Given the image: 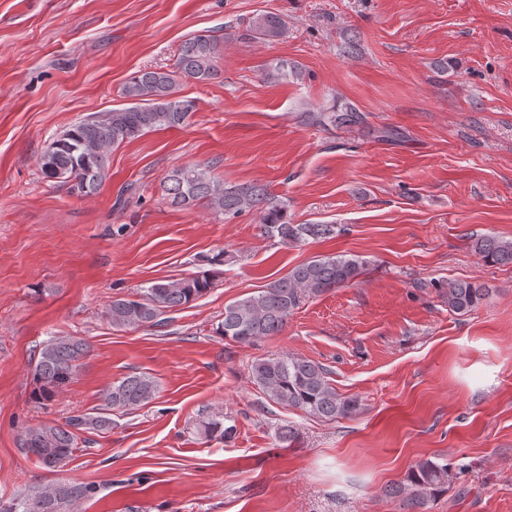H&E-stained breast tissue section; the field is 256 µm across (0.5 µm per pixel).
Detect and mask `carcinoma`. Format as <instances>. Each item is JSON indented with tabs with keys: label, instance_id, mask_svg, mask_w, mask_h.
I'll use <instances>...</instances> for the list:
<instances>
[{
	"label": "carcinoma",
	"instance_id": "cac0c4a2",
	"mask_svg": "<svg viewBox=\"0 0 512 512\" xmlns=\"http://www.w3.org/2000/svg\"><path fill=\"white\" fill-rule=\"evenodd\" d=\"M251 36L275 41L286 33V24L276 15L261 14L250 23ZM221 42L210 34L186 39L179 50L175 69L140 70L122 87L131 106L95 112L57 133L41 157L44 177L59 179L71 191L82 196L97 193L108 176V158L112 149L147 132L176 129L185 125L195 112V103L178 96L180 82L192 79L209 81L219 73ZM300 78L302 71L288 70V64L267 67L265 81L278 82L288 76ZM311 123L325 121L355 127L365 122L363 113L345 112L308 115ZM162 190L171 204L190 208L199 203L226 218L246 211L259 214L261 229L268 237L286 246H297L310 239L336 235L334 224H290L286 206L275 199L263 184L232 185L212 175L200 165H185L163 177ZM472 249L485 262L512 265V239L480 236L472 240ZM225 252L204 259L211 266L179 280H160L142 288L136 295L112 298L106 309L107 321L120 330H137L164 324L165 314L206 294L214 284L215 266L224 265ZM367 261L337 254L315 256L292 267L286 275L263 290L238 298L224 306V320L218 334L240 344H252L279 334L288 317L307 298L353 282L364 272ZM488 297L486 289L468 281L448 283L443 298L448 310L469 312ZM87 346L69 336H55L39 352L34 367L38 395L50 401L73 377ZM321 364L298 357L258 358L251 364V376L271 402L299 409L306 414L333 420L352 416L360 409L355 397L336 391ZM157 382L149 375L135 374L115 382L104 393L103 404L91 413L74 415L62 423H40L27 428L23 445L45 469L54 471L74 457L86 430L112 428L110 412L134 408L153 400ZM232 427L219 419L203 424L205 437L230 436ZM405 512H425L428 502L448 485V465L426 460L416 463L405 478ZM96 486L59 480L45 486L35 485L8 502L0 501V512H72L73 506L95 493Z\"/></svg>",
	"mask_w": 512,
	"mask_h": 512
}]
</instances>
